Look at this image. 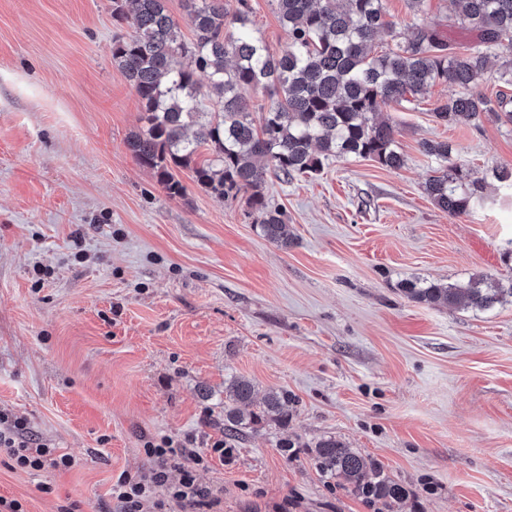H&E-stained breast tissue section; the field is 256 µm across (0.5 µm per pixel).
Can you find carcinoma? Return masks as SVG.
<instances>
[{
  "label": "carcinoma",
  "instance_id": "1",
  "mask_svg": "<svg viewBox=\"0 0 512 512\" xmlns=\"http://www.w3.org/2000/svg\"><path fill=\"white\" fill-rule=\"evenodd\" d=\"M274 2L288 36L278 55L269 52L246 11L231 16L224 0H185L194 33L189 42L166 0H112V19L133 27L129 37L112 42V63L141 102L140 126L126 146L169 197L182 194L170 165H191L206 191L245 198L263 235L286 249L292 235L284 212L267 198V175L287 181L316 175L325 162L347 157L371 159L388 170L404 167L395 128L378 119L385 107L411 105L443 83L455 93L434 103L438 122L478 128L491 113L512 126V0H442L449 23L478 31L471 45L455 50L440 26L422 23L405 42L380 52L374 50L377 37L394 26L383 0ZM492 58L499 61L502 84L494 100L479 90ZM258 89L269 92L272 104L256 116L247 93ZM206 97L216 100L218 111H204ZM203 146L211 157L197 163ZM419 150L438 164L424 191L451 217L484 206L490 178L512 190V169L473 177L448 142L423 140ZM399 290L416 303L489 311L512 298V279H406ZM292 405L283 390L269 391L257 404L251 380L227 378L224 433L240 437L263 421L285 426ZM314 457L323 477L343 480L350 492L386 512H399L407 498L379 463L334 437L318 441Z\"/></svg>",
  "mask_w": 512,
  "mask_h": 512
}]
</instances>
